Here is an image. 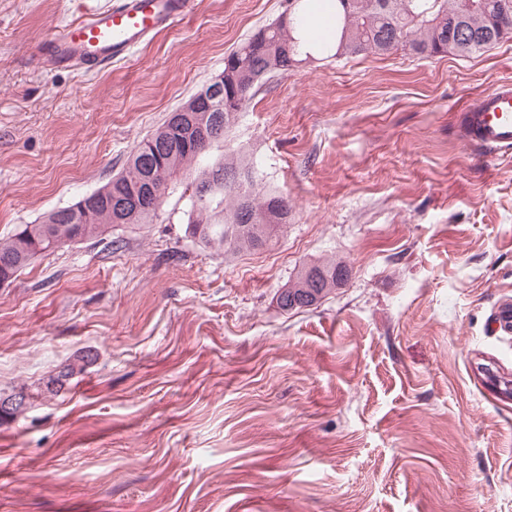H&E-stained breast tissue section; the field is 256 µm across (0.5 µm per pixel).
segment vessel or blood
I'll list each match as a JSON object with an SVG mask.
<instances>
[{
  "label": "vessel or blood",
  "instance_id": "1",
  "mask_svg": "<svg viewBox=\"0 0 512 512\" xmlns=\"http://www.w3.org/2000/svg\"><path fill=\"white\" fill-rule=\"evenodd\" d=\"M193 7L194 0H109L42 40L38 65L50 73L69 67L93 71L126 60ZM457 119L466 142L495 156L512 154V83L487 90Z\"/></svg>",
  "mask_w": 512,
  "mask_h": 512
}]
</instances>
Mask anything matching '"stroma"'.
<instances>
[{"mask_svg":"<svg viewBox=\"0 0 512 512\" xmlns=\"http://www.w3.org/2000/svg\"><path fill=\"white\" fill-rule=\"evenodd\" d=\"M107 0H0V240L108 183L290 0H196L129 59L45 73ZM512 82L467 57L323 55L260 81L213 155L287 198L263 249L201 248L169 198L0 288V512H512V157L455 114ZM348 281L284 311L305 267ZM84 371L57 386L66 364Z\"/></svg>","mask_w":512,"mask_h":512,"instance_id":"stroma-1","label":"stroma"}]
</instances>
